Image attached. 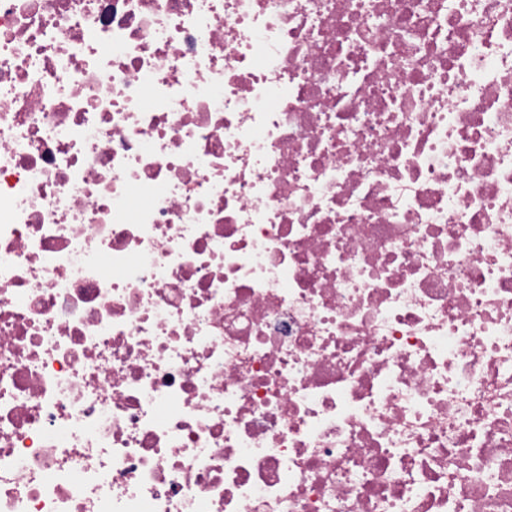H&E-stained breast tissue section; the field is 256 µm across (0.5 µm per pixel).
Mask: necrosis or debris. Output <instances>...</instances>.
Returning a JSON list of instances; mask_svg holds the SVG:
<instances>
[{"label":"necrosis or debris","instance_id":"1","mask_svg":"<svg viewBox=\"0 0 512 512\" xmlns=\"http://www.w3.org/2000/svg\"><path fill=\"white\" fill-rule=\"evenodd\" d=\"M0 512H512V0H0Z\"/></svg>","mask_w":512,"mask_h":512}]
</instances>
